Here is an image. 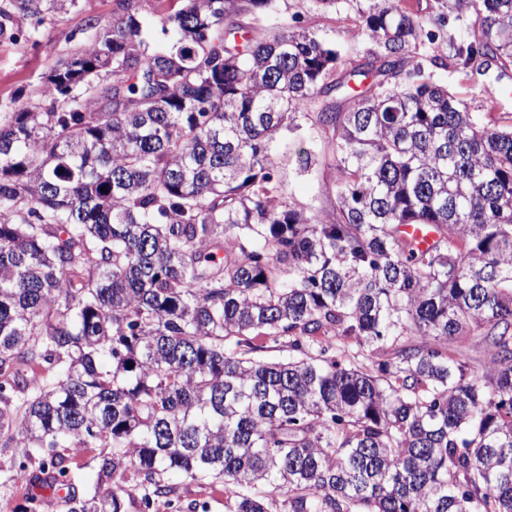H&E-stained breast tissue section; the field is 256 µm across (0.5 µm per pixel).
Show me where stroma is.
<instances>
[{
	"mask_svg": "<svg viewBox=\"0 0 512 512\" xmlns=\"http://www.w3.org/2000/svg\"><path fill=\"white\" fill-rule=\"evenodd\" d=\"M406 5L433 24L434 42L424 43L417 50L422 75L457 93L471 111L511 124L512 95L489 98L483 90V77L468 79L455 70L452 62L434 63L438 43L448 38L447 27L437 23L438 18L447 14L446 0H406ZM360 7L359 0H341L336 9L320 11L315 9L312 0H272L270 7L259 15V27L265 34L287 22L311 27L323 42L336 50V71L342 74L373 48L359 27ZM119 16L118 0H80L76 8L48 21L36 38L18 40L1 37L0 103L12 101L20 107L36 101L43 76L80 47L79 42L69 40V33L84 28L88 19L105 22ZM36 40L44 43L43 51L33 49L32 43ZM330 140L329 131L313 130L306 125L294 133L285 131L274 142L272 158L277 167L282 196L297 205L315 209L322 220L332 223L336 220L332 192L336 170L329 164ZM302 147L312 150L311 163L306 167L301 166L297 158Z\"/></svg>",
	"mask_w": 512,
	"mask_h": 512,
	"instance_id": "stroma-1",
	"label": "stroma"
}]
</instances>
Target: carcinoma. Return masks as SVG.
Returning a JSON list of instances; mask_svg holds the SVG:
<instances>
[{
	"label": "carcinoma",
	"mask_w": 512,
	"mask_h": 512,
	"mask_svg": "<svg viewBox=\"0 0 512 512\" xmlns=\"http://www.w3.org/2000/svg\"><path fill=\"white\" fill-rule=\"evenodd\" d=\"M77 2L0 0V35ZM142 2L0 109V473L37 467L65 512L171 506L173 476L226 512H512V124L421 76L403 0H367L340 80L310 28L241 21L271 0H178L165 51ZM448 17L457 70L512 66V0ZM314 104L334 223L271 155ZM182 500L186 504L193 499H205L210 503L209 512H224V491L222 487L211 488L207 485L180 486Z\"/></svg>",
	"instance_id": "cac0c4a2"
}]
</instances>
